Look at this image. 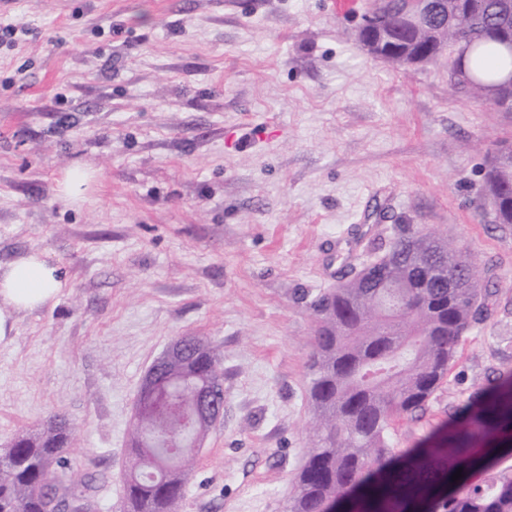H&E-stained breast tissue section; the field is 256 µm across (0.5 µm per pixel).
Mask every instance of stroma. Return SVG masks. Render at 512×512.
Segmentation results:
<instances>
[{
	"label": "stroma",
	"mask_w": 512,
	"mask_h": 512,
	"mask_svg": "<svg viewBox=\"0 0 512 512\" xmlns=\"http://www.w3.org/2000/svg\"><path fill=\"white\" fill-rule=\"evenodd\" d=\"M0 0V267L61 271L0 338V448L68 417L94 512H124L132 407L151 363L197 336L224 367L173 512H286L312 440V300L427 227L490 296L424 409L421 450L512 371V225L485 174L512 113L455 89L448 58L396 67L356 31L372 0ZM89 175L81 200L69 170Z\"/></svg>",
	"instance_id": "1"
}]
</instances>
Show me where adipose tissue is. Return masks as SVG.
<instances>
[{
    "label": "adipose tissue",
    "instance_id": "1",
    "mask_svg": "<svg viewBox=\"0 0 512 512\" xmlns=\"http://www.w3.org/2000/svg\"><path fill=\"white\" fill-rule=\"evenodd\" d=\"M62 282L57 266L32 253L0 273V337L6 336L14 312L33 310L50 303Z\"/></svg>",
    "mask_w": 512,
    "mask_h": 512
}]
</instances>
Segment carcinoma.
Wrapping results in <instances>:
<instances>
[{"mask_svg":"<svg viewBox=\"0 0 512 512\" xmlns=\"http://www.w3.org/2000/svg\"><path fill=\"white\" fill-rule=\"evenodd\" d=\"M494 27H512L504 0H482L462 21L448 22L445 38L460 43L475 60L469 88L496 85L512 54L495 49ZM499 223L512 224V153L500 147L486 175ZM392 292L379 291L366 275L319 295L312 303L318 327L309 360L308 395L313 440L287 512H329L351 490V509L398 507L421 490L423 466L393 474L395 418L425 407L443 383L459 342L469 329L474 307L486 292L464 251L429 228L398 238L381 257ZM186 340L193 353L171 362L166 376L183 379L166 386L135 423L132 466L125 483L126 512H173L184 496L197 449L192 446L193 414L203 404L196 386L221 385L224 371L205 342ZM463 429L449 437L465 452L486 426L512 425V373L479 411L462 413ZM70 423L23 432L0 451V512H45L52 497L91 512L94 478L76 481L63 456ZM380 474L376 481L370 474ZM445 512H512V465L492 472L482 484L454 482Z\"/></svg>","mask_w":512,"mask_h":512,"instance_id":"cac0c4a2","label":"carcinoma"}]
</instances>
